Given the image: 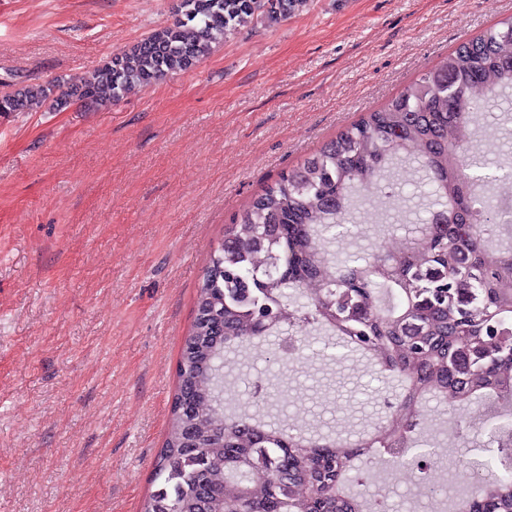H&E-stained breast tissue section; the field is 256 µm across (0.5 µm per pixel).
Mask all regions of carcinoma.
<instances>
[{
    "label": "carcinoma",
    "instance_id": "obj_1",
    "mask_svg": "<svg viewBox=\"0 0 512 512\" xmlns=\"http://www.w3.org/2000/svg\"><path fill=\"white\" fill-rule=\"evenodd\" d=\"M308 0H178L172 22L113 53L55 94L23 85L0 95V112L43 99L61 107L116 102L133 85L185 72L213 45L253 22L288 20ZM512 91V16L459 44L400 94L365 112L295 168L267 184L212 247L197 288L194 318L177 363V386L154 464L156 489L141 512H363L350 491L365 460L374 471L435 454L417 442L423 403L452 405L494 396L512 404V247L488 246L503 223L497 194L512 182L469 176L477 166L475 110ZM408 161L423 174L419 230L390 251L338 258L336 237L369 194L396 188L388 177ZM304 323L298 345L278 346L275 364L321 353L371 352L404 379L397 412L375 432L347 442L292 423L274 426L239 404L224 414V354L248 352L283 328ZM475 484L458 512H512V470L471 445Z\"/></svg>",
    "mask_w": 512,
    "mask_h": 512
}]
</instances>
